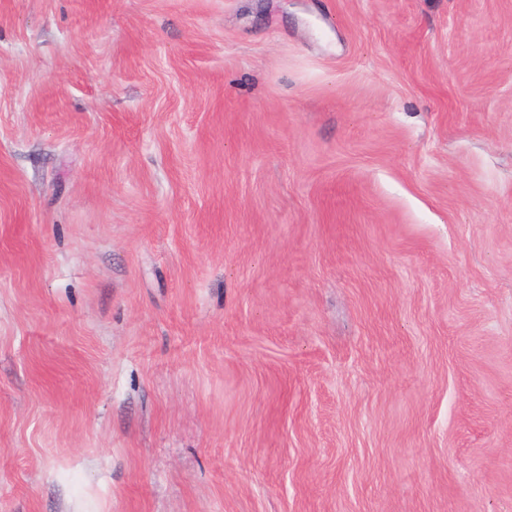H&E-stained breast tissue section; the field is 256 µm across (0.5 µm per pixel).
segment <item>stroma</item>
Listing matches in <instances>:
<instances>
[{
	"label": "stroma",
	"instance_id": "1",
	"mask_svg": "<svg viewBox=\"0 0 512 512\" xmlns=\"http://www.w3.org/2000/svg\"><path fill=\"white\" fill-rule=\"evenodd\" d=\"M0 512H512V0H0Z\"/></svg>",
	"mask_w": 512,
	"mask_h": 512
}]
</instances>
